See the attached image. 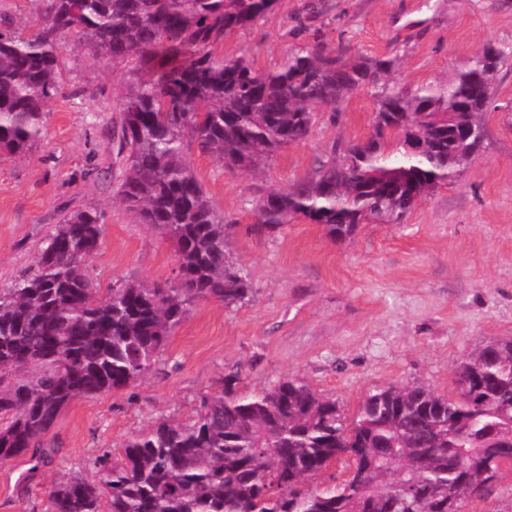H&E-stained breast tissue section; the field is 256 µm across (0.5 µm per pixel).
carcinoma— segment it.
<instances>
[{"label":"carcinoma","mask_w":512,"mask_h":512,"mask_svg":"<svg viewBox=\"0 0 512 512\" xmlns=\"http://www.w3.org/2000/svg\"><path fill=\"white\" fill-rule=\"evenodd\" d=\"M27 36L0 21V153L25 156L42 138L69 34L127 67L117 194L138 222L172 242L176 285L118 280L102 297L88 273L103 225L95 210L65 217L32 271L0 288V461L38 449L72 401L128 387L156 363L199 301L248 300L229 227L196 175L192 145L227 168L252 170L310 137L325 107L360 87L375 100L364 141L336 145L293 186L254 208L274 232L304 218L336 242L363 223L398 224L464 170L487 138L482 120L504 52L412 91L390 83V59L316 44L273 71L250 52H214L278 0H42ZM458 397L388 385L347 422L336 400L293 376L240 396L235 377L184 420L162 419L119 456L94 459L97 480L51 487L50 512H448L512 459V339L455 365ZM342 463L344 477L315 480Z\"/></svg>","instance_id":"cac0c4a2"}]
</instances>
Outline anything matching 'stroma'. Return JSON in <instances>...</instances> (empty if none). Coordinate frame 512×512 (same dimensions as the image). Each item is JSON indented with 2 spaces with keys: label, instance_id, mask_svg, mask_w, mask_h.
I'll return each instance as SVG.
<instances>
[{
  "label": "stroma",
  "instance_id": "1",
  "mask_svg": "<svg viewBox=\"0 0 512 512\" xmlns=\"http://www.w3.org/2000/svg\"><path fill=\"white\" fill-rule=\"evenodd\" d=\"M311 3L319 6L313 15ZM317 41L394 60L390 77L408 89L487 46L509 50L484 116L483 148L401 223L360 225L342 243L303 219L257 233L252 209L307 176L334 144L370 134L367 91L323 109L306 141L256 170L230 171L191 150L211 203L232 225L229 247L249 275L250 300L198 303L139 381L67 405L48 435L47 464L32 468L25 456L0 462V512H48L56 482L75 474L96 480V456L120 453L158 418H188L226 376H237L247 394L300 377L351 418L366 395L392 383L456 395V361L486 340L512 338V0H279L272 15L216 51H250L256 68L272 70L291 49ZM65 46L43 138L28 157L0 154V288L28 272L56 224L85 209L97 211L104 228L88 265L100 288L118 279L172 282L171 244L138 223L113 190L126 69L73 38Z\"/></svg>",
  "mask_w": 512,
  "mask_h": 512
}]
</instances>
